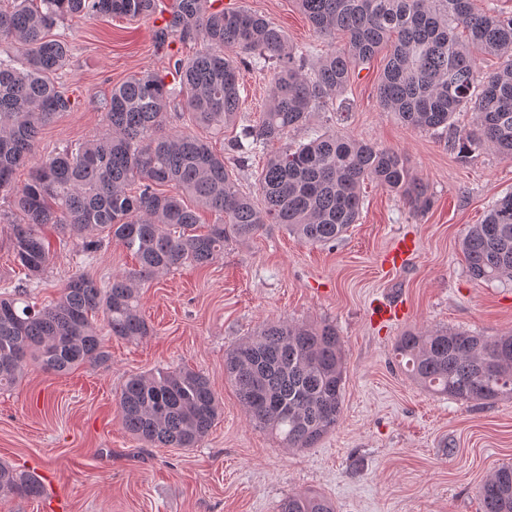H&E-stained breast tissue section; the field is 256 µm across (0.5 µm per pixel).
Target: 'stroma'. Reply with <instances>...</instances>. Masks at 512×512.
Segmentation results:
<instances>
[{"mask_svg":"<svg viewBox=\"0 0 512 512\" xmlns=\"http://www.w3.org/2000/svg\"><path fill=\"white\" fill-rule=\"evenodd\" d=\"M266 16L298 48L324 51L295 0H222ZM150 18L65 21L54 35L70 57L62 81L77 104L40 134L36 155L102 133L112 89L137 73L164 71L198 42L155 39ZM386 63L378 53L356 67L345 119L318 112L289 140L335 127L398 151L427 185L431 208L414 211L400 196L363 187L358 224L332 247L298 242L269 224L232 243L207 267L183 266L140 287L152 329L140 340L112 338L107 364L56 374L30 366L0 391V461L35 472L42 499L0 496V512H278L292 493L316 491L336 512H482L479 485L512 463V398L465 403L430 394L404 373L393 347L409 329H464L479 336L512 332V280L470 278L460 242L494 203L512 191V160L480 151L460 159L448 132L404 125L381 107L377 87ZM243 110L259 121L272 94L268 71L241 69ZM414 239L405 268L380 266L398 239ZM51 269L31 300H56L76 262L99 285L136 268L118 243L79 259L74 241L49 235ZM397 304L401 317L378 324L372 309ZM335 324L343 342L345 388L340 421L317 447H283L252 426L224 370L226 351L267 322ZM204 374L220 414L196 448H167L125 431L117 408L122 383L156 369Z\"/></svg>","mask_w":512,"mask_h":512,"instance_id":"obj_1","label":"stroma"}]
</instances>
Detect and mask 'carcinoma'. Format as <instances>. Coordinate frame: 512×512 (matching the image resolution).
<instances>
[{
	"label": "carcinoma",
	"mask_w": 512,
	"mask_h": 512,
	"mask_svg": "<svg viewBox=\"0 0 512 512\" xmlns=\"http://www.w3.org/2000/svg\"><path fill=\"white\" fill-rule=\"evenodd\" d=\"M330 48L313 56L288 44L284 31L263 16L211 0H176L156 39L200 41L173 77L139 73L112 88L104 133L34 160L42 128L75 107L54 78L69 45L52 30L86 17L149 18L163 0H8L0 7V42L19 57L0 58V194L12 198L9 220L14 260L30 282L50 265L42 228L81 240L91 255L104 238L118 241L139 263L136 275L116 274L105 287L81 270L58 299L38 307L27 289L0 294V390L14 387L31 363L53 372L111 359L104 336L149 335L136 282L189 263L204 267L224 246L279 224L299 241L331 246L358 223L361 187L375 181L414 209L430 204L427 188L389 148L317 131L305 142L288 133L332 105L349 109L344 93L357 65L382 49L387 61L378 85L380 105L423 131L452 128L460 111L469 128L454 129L450 147L468 158L483 150L512 158V15L474 0H296ZM343 44L335 46L336 38ZM481 55L498 66L479 74ZM270 63L272 97L262 119L242 126L229 149L237 163L274 142L280 150L258 175L262 205L224 165V153L192 134L168 130V114L186 112L215 132L240 119L239 64ZM33 164L27 183L15 170ZM172 186L175 192L160 191ZM217 215L197 232L196 209ZM106 234L102 238L94 232ZM461 248L475 280H512V192L485 220L468 227ZM394 351L422 387L461 402L492 404L512 396V333L485 337L460 329L409 330ZM225 370L250 423L288 448H315L336 429L342 413L345 367L340 338L328 323L264 324L226 353ZM118 407L124 429L173 448H196L217 419L220 403L209 380L192 369L157 370L127 379ZM0 495L40 499L44 485L29 471L0 462ZM483 512H512V464L496 468L479 487ZM279 512H336L318 493H294Z\"/></svg>",
	"instance_id": "1"
}]
</instances>
